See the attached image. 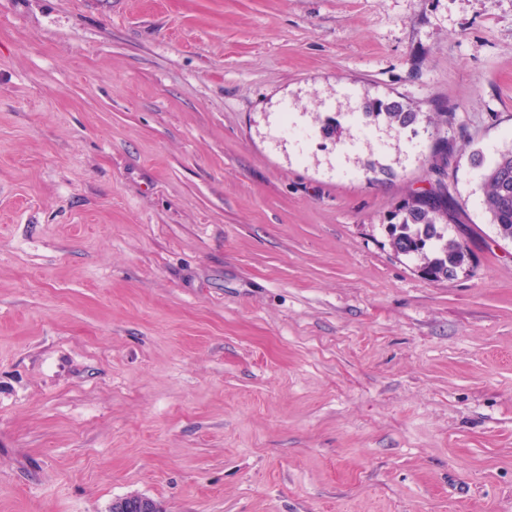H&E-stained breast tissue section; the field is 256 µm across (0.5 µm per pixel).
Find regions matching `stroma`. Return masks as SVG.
Segmentation results:
<instances>
[{
    "label": "stroma",
    "mask_w": 512,
    "mask_h": 512,
    "mask_svg": "<svg viewBox=\"0 0 512 512\" xmlns=\"http://www.w3.org/2000/svg\"><path fill=\"white\" fill-rule=\"evenodd\" d=\"M510 148L512 0H0V512H512ZM357 113L367 124L383 123L397 131L410 130L417 133L416 126L425 122L431 124H448L447 112H436V116L424 115L408 103L394 99L364 98ZM479 189L499 236L512 241V148L502 151L485 169ZM449 215L448 188L437 182L429 195L405 199L387 224L392 248L424 263L433 281L452 279L468 261L465 247L448 239Z\"/></svg>",
    "instance_id": "1"
}]
</instances>
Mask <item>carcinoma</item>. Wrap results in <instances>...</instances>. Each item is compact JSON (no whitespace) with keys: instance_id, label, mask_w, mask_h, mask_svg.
Returning a JSON list of instances; mask_svg holds the SVG:
<instances>
[{"instance_id":"carcinoma-1","label":"carcinoma","mask_w":512,"mask_h":512,"mask_svg":"<svg viewBox=\"0 0 512 512\" xmlns=\"http://www.w3.org/2000/svg\"><path fill=\"white\" fill-rule=\"evenodd\" d=\"M358 115L368 124L383 123L397 131L417 134L421 123L448 124V113L426 115L408 103L394 99L364 98ZM448 168V140L435 148L429 171ZM482 204L499 236L512 241V148L501 152L485 169L479 186ZM448 188L437 183L428 195H411L404 200L387 225L392 248L413 256L428 267L433 281L455 277L468 261V252L458 241L448 238Z\"/></svg>"}]
</instances>
